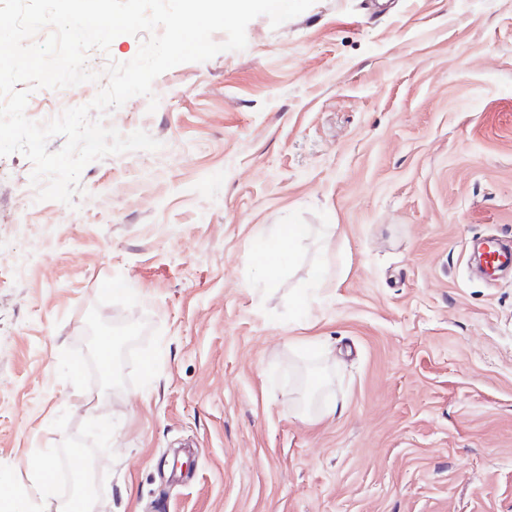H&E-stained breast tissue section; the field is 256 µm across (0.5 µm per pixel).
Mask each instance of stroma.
I'll use <instances>...</instances> for the list:
<instances>
[{
    "mask_svg": "<svg viewBox=\"0 0 512 512\" xmlns=\"http://www.w3.org/2000/svg\"><path fill=\"white\" fill-rule=\"evenodd\" d=\"M373 2L158 76L104 123L161 149L89 163L73 205L0 157V487L28 512L74 443L97 512H512V271L471 249L512 244V0ZM278 224L309 234L263 282Z\"/></svg>",
    "mask_w": 512,
    "mask_h": 512,
    "instance_id": "1",
    "label": "stroma"
}]
</instances>
